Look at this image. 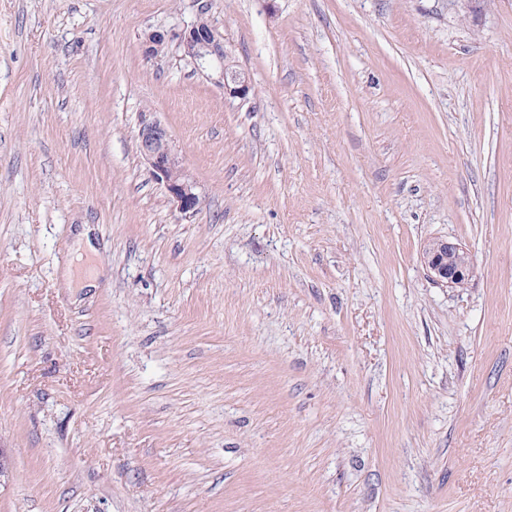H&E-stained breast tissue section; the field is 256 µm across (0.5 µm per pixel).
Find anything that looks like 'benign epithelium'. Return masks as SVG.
<instances>
[{"label": "benign epithelium", "instance_id": "obj_1", "mask_svg": "<svg viewBox=\"0 0 512 512\" xmlns=\"http://www.w3.org/2000/svg\"><path fill=\"white\" fill-rule=\"evenodd\" d=\"M173 37L178 40L183 56L224 89L225 97L241 100L248 97L251 91L249 78L230 61L224 34L215 26L198 19L175 35L150 30L141 37L143 52L156 56ZM137 140L142 160L155 179L163 183L177 208L183 213L196 211L200 196L184 172L168 128L155 113H141ZM422 261L432 281L444 287L456 288L470 281L474 274L469 250L457 241L428 240L422 249Z\"/></svg>", "mask_w": 512, "mask_h": 512}]
</instances>
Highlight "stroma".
Returning <instances> with one entry per match:
<instances>
[{"label": "stroma", "mask_w": 512, "mask_h": 512, "mask_svg": "<svg viewBox=\"0 0 512 512\" xmlns=\"http://www.w3.org/2000/svg\"><path fill=\"white\" fill-rule=\"evenodd\" d=\"M202 13L247 101L143 54ZM0 454V512H512V0H0ZM137 140L142 160L155 179L163 183L177 208L183 213L196 211L200 196L184 172L168 128L154 112H141ZM422 261L432 281L457 288L471 280L474 263L469 250L460 242L434 238L424 243ZM103 275L97 267H93L85 276L79 277L78 272L72 269L70 265L66 266L62 272L63 285L65 288H90L95 287V282Z\"/></svg>", "instance_id": "obj_1"}]
</instances>
